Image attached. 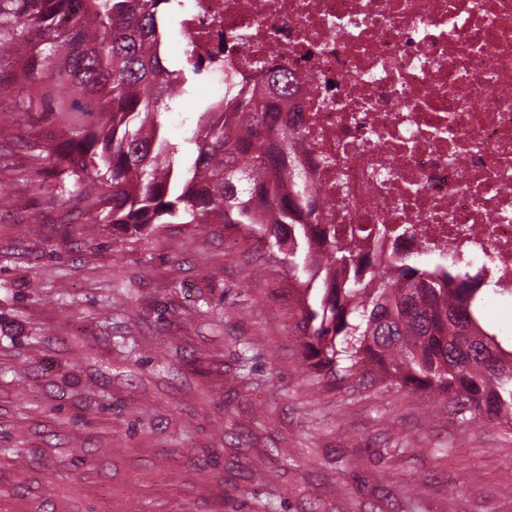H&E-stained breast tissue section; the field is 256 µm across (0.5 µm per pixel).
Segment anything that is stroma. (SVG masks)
<instances>
[{
	"label": "stroma",
	"instance_id": "1",
	"mask_svg": "<svg viewBox=\"0 0 512 512\" xmlns=\"http://www.w3.org/2000/svg\"><path fill=\"white\" fill-rule=\"evenodd\" d=\"M189 82L181 141L212 101ZM0 101V512H512V428L302 358L283 262L221 224L83 231ZM481 323L512 346V303ZM291 457L268 480L262 456ZM417 496L403 494L411 478Z\"/></svg>",
	"mask_w": 512,
	"mask_h": 512
}]
</instances>
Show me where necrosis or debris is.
Segmentation results:
<instances>
[{
    "instance_id": "obj_1",
    "label": "necrosis or debris",
    "mask_w": 512,
    "mask_h": 512,
    "mask_svg": "<svg viewBox=\"0 0 512 512\" xmlns=\"http://www.w3.org/2000/svg\"><path fill=\"white\" fill-rule=\"evenodd\" d=\"M201 73L262 87L282 112L320 221L385 250L481 269L512 299V0H190Z\"/></svg>"
}]
</instances>
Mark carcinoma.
<instances>
[{
  "label": "carcinoma",
  "mask_w": 512,
  "mask_h": 512,
  "mask_svg": "<svg viewBox=\"0 0 512 512\" xmlns=\"http://www.w3.org/2000/svg\"><path fill=\"white\" fill-rule=\"evenodd\" d=\"M181 0H0V35L26 41L23 68L0 98L23 93L15 121L28 179L89 201L92 223L138 236L161 224H223L263 239L298 287L303 357L318 375L370 365L416 391L436 389L477 417L512 425V350L480 323L485 277L444 258L378 254L319 223L297 151L300 119L265 93L242 89L199 113L184 145L164 116L200 74L185 44L166 66L167 9ZM266 83L288 96V70Z\"/></svg>",
  "instance_id": "cac0c4a2"
}]
</instances>
